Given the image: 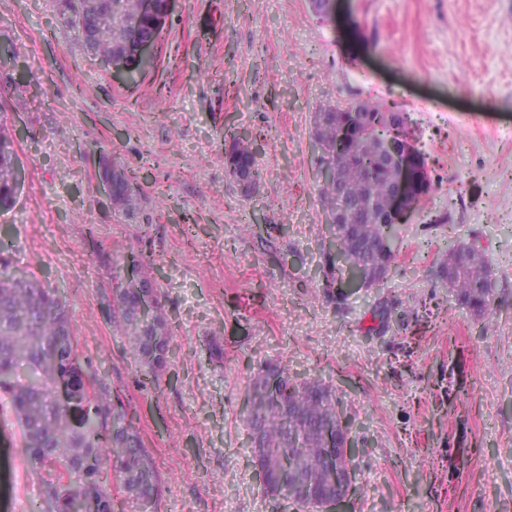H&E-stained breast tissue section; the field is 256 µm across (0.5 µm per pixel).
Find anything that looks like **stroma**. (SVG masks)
Listing matches in <instances>:
<instances>
[{
	"instance_id": "1",
	"label": "stroma",
	"mask_w": 512,
	"mask_h": 512,
	"mask_svg": "<svg viewBox=\"0 0 512 512\" xmlns=\"http://www.w3.org/2000/svg\"><path fill=\"white\" fill-rule=\"evenodd\" d=\"M366 99L407 112L433 187L387 280L343 290L313 115ZM0 127L26 173L0 253L61 296L85 373L135 401L155 512H302L252 461L245 398L272 367L318 376L349 421L343 512H512V0H334L327 18L309 0H174L130 83L55 0H0ZM231 127L265 133L249 193L227 174ZM104 155L136 172L138 211L112 205ZM458 241L490 261L493 320L438 277ZM133 251L171 334L156 390L112 333ZM24 456L0 398V466L24 460L43 497Z\"/></svg>"
}]
</instances>
